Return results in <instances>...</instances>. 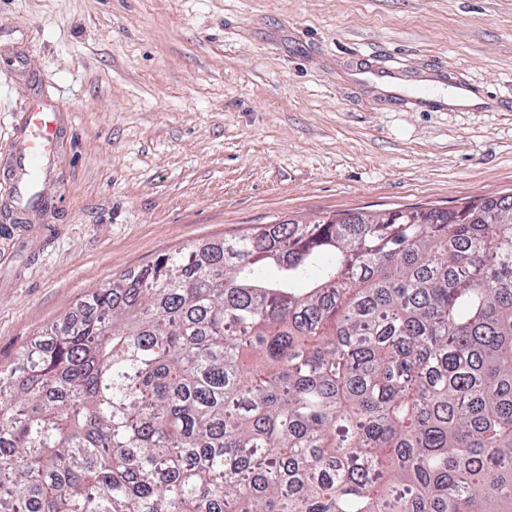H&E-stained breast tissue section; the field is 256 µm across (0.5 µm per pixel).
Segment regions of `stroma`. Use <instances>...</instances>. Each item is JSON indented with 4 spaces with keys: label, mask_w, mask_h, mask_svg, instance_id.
I'll list each match as a JSON object with an SVG mask.
<instances>
[{
    "label": "stroma",
    "mask_w": 512,
    "mask_h": 512,
    "mask_svg": "<svg viewBox=\"0 0 512 512\" xmlns=\"http://www.w3.org/2000/svg\"><path fill=\"white\" fill-rule=\"evenodd\" d=\"M472 92L429 108L381 90ZM43 100L45 206L0 184V361L189 244L512 194V0H0V157Z\"/></svg>",
    "instance_id": "1"
}]
</instances>
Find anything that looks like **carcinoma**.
I'll use <instances>...</instances> for the list:
<instances>
[{
    "label": "carcinoma",
    "mask_w": 512,
    "mask_h": 512,
    "mask_svg": "<svg viewBox=\"0 0 512 512\" xmlns=\"http://www.w3.org/2000/svg\"><path fill=\"white\" fill-rule=\"evenodd\" d=\"M0 512H512V196L92 289L0 363Z\"/></svg>",
    "instance_id": "1"
}]
</instances>
